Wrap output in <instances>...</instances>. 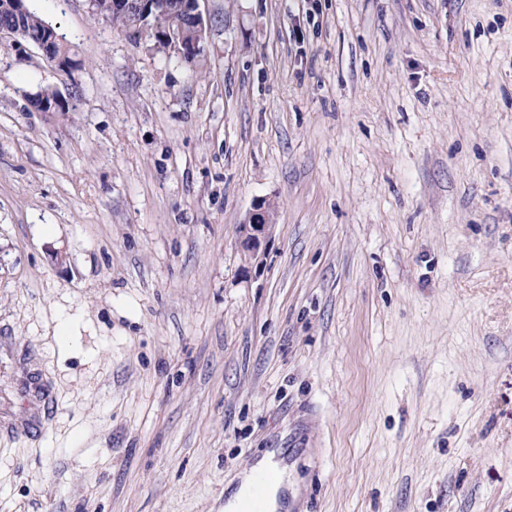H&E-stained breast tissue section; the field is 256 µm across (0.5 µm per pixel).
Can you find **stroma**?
<instances>
[{
    "instance_id": "1",
    "label": "stroma",
    "mask_w": 512,
    "mask_h": 512,
    "mask_svg": "<svg viewBox=\"0 0 512 512\" xmlns=\"http://www.w3.org/2000/svg\"><path fill=\"white\" fill-rule=\"evenodd\" d=\"M27 5L81 65L0 45V512L274 448L285 512H512V0H200L189 63ZM273 207L266 201L254 204L241 232V245L251 260L257 261L265 254L271 239Z\"/></svg>"
}]
</instances>
